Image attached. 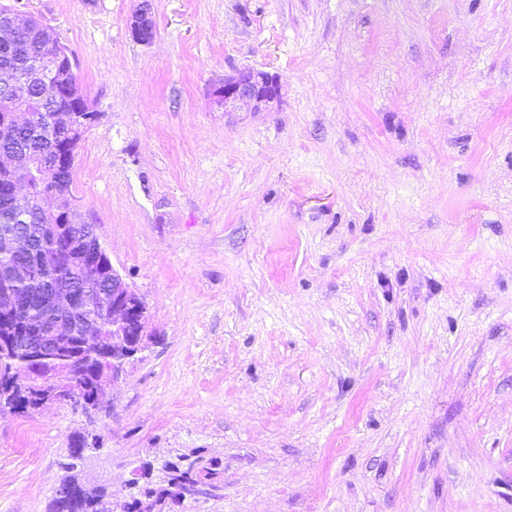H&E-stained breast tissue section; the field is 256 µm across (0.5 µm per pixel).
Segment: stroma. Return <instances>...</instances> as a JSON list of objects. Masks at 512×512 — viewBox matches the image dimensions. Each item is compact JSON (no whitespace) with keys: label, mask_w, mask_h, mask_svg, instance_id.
<instances>
[{"label":"stroma","mask_w":512,"mask_h":512,"mask_svg":"<svg viewBox=\"0 0 512 512\" xmlns=\"http://www.w3.org/2000/svg\"><path fill=\"white\" fill-rule=\"evenodd\" d=\"M0 0L100 114L72 194L147 310L95 427L0 414V512L75 434L113 504L200 449L174 512H512V0ZM281 83L227 112L225 75ZM153 3L150 0H143L133 14L130 22V31L133 38L141 43H149L155 35V25L152 11ZM215 96L227 112H268L280 103V85L277 77L268 72L242 70L225 75ZM218 464L209 463L205 465L202 457L197 452L191 454H181L177 456L174 462H167V467L164 465L162 480L167 484V488L157 490L158 494L153 487V471L154 467L149 464H143L139 470L141 472L140 479L142 480V487L151 490L156 495L155 505L159 506L158 512H166V498L169 495L173 496L174 492L180 488L193 486L199 482H205L211 488H218L220 472L217 471ZM168 486L173 490H168ZM203 485H195L189 492L185 491L186 495H194L201 492L199 489Z\"/></svg>","instance_id":"1"}]
</instances>
